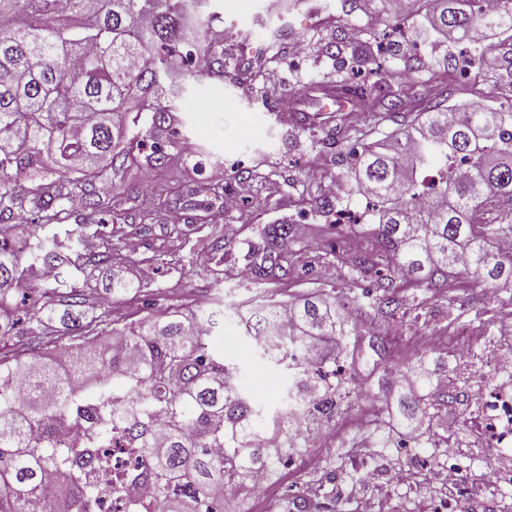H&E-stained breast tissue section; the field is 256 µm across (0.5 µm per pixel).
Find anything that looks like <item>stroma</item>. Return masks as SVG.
Returning <instances> with one entry per match:
<instances>
[{"label": "stroma", "instance_id": "obj_1", "mask_svg": "<svg viewBox=\"0 0 512 512\" xmlns=\"http://www.w3.org/2000/svg\"><path fill=\"white\" fill-rule=\"evenodd\" d=\"M392 3L208 0L203 5V13L213 19L197 24L195 41L223 50V76H203L176 90L168 129L154 127L151 112L141 110L139 99H130L136 122L128 127L133 142L124 168L108 170L98 210L77 208L68 220L72 230L100 221L112 227L111 237L98 245L99 251L111 253V262L100 263L91 275L78 279L87 295L82 322L105 312L112 320L130 323L169 299L192 306L205 293L249 299L244 256L270 224L292 225L305 246L278 283L283 294L349 287L347 268L308 247L320 239L321 227L333 221L321 207L327 185H335L340 205L365 207L347 162L338 160L335 146L326 139L336 125L361 129L367 118L364 109L354 105L340 110L323 95L324 87L342 77L328 46L336 42L349 49L365 43L374 48L380 41L396 40V55L377 56L375 64L355 73V80L384 83L405 72L410 81L430 83L432 94L447 97L462 111L478 103L496 107L501 102L491 79L492 68L508 49L501 33L485 35L476 44L465 39L454 44L457 52H484L483 67L468 68L462 76L463 83L473 86V94L460 95L443 71L444 52L434 47L425 0H404L399 11ZM156 141L165 143L166 157L163 165L152 167L146 157ZM229 190L240 200L234 212L224 209ZM172 212L181 215V223L167 222ZM113 279L131 282L134 288L106 311L101 299ZM488 293L497 296V303L485 302ZM511 296L512 283H492L483 290L463 278L451 284L449 311L460 316L472 337L467 357L448 373L449 384L483 372L485 355L500 344L501 301ZM440 324V308L425 304L408 311L402 328L379 319L364 330L376 336L398 334L396 351L410 355L419 350V338L434 335ZM53 328L51 336L1 338L0 354L10 361L68 341L66 323L55 321ZM209 345L225 360L242 365L243 381L257 398L270 400L281 387L280 369L270 366L257 374L250 342L234 323L212 336ZM385 398L378 390L372 398L359 400L339 422L334 447L313 451L304 467L281 471L283 488L313 501L318 512H357L351 496L355 486L337 469L374 470L389 492L388 512H429L431 503L418 498L416 483L424 481L436 463L458 459L464 465L459 485L470 492L475 512H512V487L492 495L474 491L485 480L487 461L512 465V452L474 441L468 431L473 411L461 400L448 408L458 428L456 442L448 447H373L360 454L356 443L364 430L358 421L383 406ZM402 469L410 471L412 482L395 480Z\"/></svg>", "mask_w": 512, "mask_h": 512}]
</instances>
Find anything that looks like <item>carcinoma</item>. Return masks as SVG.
<instances>
[{
    "instance_id": "cac0c4a2",
    "label": "carcinoma",
    "mask_w": 512,
    "mask_h": 512,
    "mask_svg": "<svg viewBox=\"0 0 512 512\" xmlns=\"http://www.w3.org/2000/svg\"><path fill=\"white\" fill-rule=\"evenodd\" d=\"M207 0H0V337L16 335L7 290L36 265L58 270L44 288L46 301L30 331L52 333L58 308L70 317L84 305L70 275L96 254L62 252L57 234L36 236L21 263L10 245L15 210L28 207L43 226L69 216V200L101 204L99 163L124 165L115 133L123 130L125 102L136 90L149 98L181 59L192 80L204 70L224 73V53L186 45L188 5ZM475 0H434L439 33L466 38L475 20L512 31V0L481 14ZM345 96L371 97L370 111L416 112L414 121L378 146L359 143L350 154L355 184L376 197L372 224H330L341 235L358 230L363 247L333 248L353 287L348 295L312 293L279 300L269 293L296 254L289 224H271L247 252L246 277L256 307L225 305L186 312L175 304L115 329L105 320L85 325L54 357L0 364V512H42L54 485L55 512H100L112 497V438L139 449L143 465L125 480L145 486L161 512H224V491L236 496L259 469L291 463L309 421L330 422L352 409L360 376L356 354L387 393L388 432H373L379 448L394 435L426 448L437 412L429 396L448 377V355L423 350L390 378L388 337L362 345L353 319H392L403 306L401 280L448 302L460 276L475 285L512 278V253L495 247L512 237L499 221L512 202V102L474 106L448 117L447 99L411 84L342 81ZM37 182L33 188L20 177ZM236 323L255 353L279 368L286 386L275 405L256 400L228 381L241 373L208 348V336ZM101 473L97 484L84 472Z\"/></svg>"
}]
</instances>
